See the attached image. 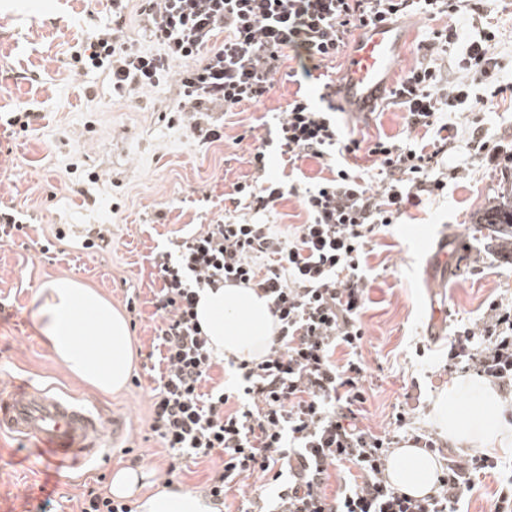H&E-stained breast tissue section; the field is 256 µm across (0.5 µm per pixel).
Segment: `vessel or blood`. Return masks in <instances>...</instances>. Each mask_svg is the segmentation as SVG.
I'll list each match as a JSON object with an SVG mask.
<instances>
[{"label":"vessel or blood","mask_w":512,"mask_h":512,"mask_svg":"<svg viewBox=\"0 0 512 512\" xmlns=\"http://www.w3.org/2000/svg\"><path fill=\"white\" fill-rule=\"evenodd\" d=\"M407 39L406 31L391 22L377 24L358 39L336 86L350 112L368 111L381 100ZM2 433L36 442L59 465L96 457L106 445L93 411L34 385L18 397L0 399Z\"/></svg>","instance_id":"vessel-or-blood-1"}]
</instances>
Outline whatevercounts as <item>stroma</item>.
I'll use <instances>...</instances> for the list:
<instances>
[{"instance_id":"1","label":"stroma","mask_w":512,"mask_h":512,"mask_svg":"<svg viewBox=\"0 0 512 512\" xmlns=\"http://www.w3.org/2000/svg\"><path fill=\"white\" fill-rule=\"evenodd\" d=\"M111 19L110 0H0V113L33 112L25 131H0V204L15 208L25 232L0 244V390L20 394L39 385L74 396L121 428L106 455L54 479V465L34 445L0 437V512H76L83 484L109 488L116 469L151 466L166 480L168 455L148 426L149 391L156 384L148 354L155 338L152 300L160 286L154 256L171 239L233 217L224 197L252 172L248 148L274 140L280 112L295 94L318 104L315 85L278 74L262 105H247L224 118V139L195 142L186 123L174 119L179 99L174 75L135 95L113 93L104 75L78 69L82 50ZM461 39L495 28L491 53L499 63L494 96L481 123L487 139L512 151V0H482L477 11L453 17ZM411 37L399 71L428 61L449 85L468 80L457 52L423 51L433 24L419 16L402 20ZM403 109L380 105L365 119L343 111V134L374 138L400 135ZM457 137L440 161L453 169L448 189L408 208L391 234L365 248L370 302L364 314L362 356L368 367L366 425L387 427L398 404L415 409L416 427L432 430L430 405L461 368L446 369L447 337L460 326H481L490 302L512 304V257L497 253L496 232L480 223L504 187L512 162L498 168L469 152L476 125L471 114H453ZM269 172L296 187L330 177L314 158L291 166L280 155ZM112 228L110 248L87 249L90 229ZM51 241L50 253L40 244ZM448 260L431 268L436 249ZM68 277L97 289L117 309L134 298L140 312L130 333L136 353L133 378L120 391L91 390L59 363L30 317V301L44 284ZM444 307L445 336L430 339V300Z\"/></svg>"}]
</instances>
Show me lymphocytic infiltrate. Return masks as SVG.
Returning <instances> with one entry per match:
<instances>
[{"label":"lymphocytic infiltrate","mask_w":512,"mask_h":512,"mask_svg":"<svg viewBox=\"0 0 512 512\" xmlns=\"http://www.w3.org/2000/svg\"><path fill=\"white\" fill-rule=\"evenodd\" d=\"M125 0H112V31L77 57L101 71L112 89L136 94L156 86L169 72L179 84L177 112L195 140L222 141V125L201 122L208 112H231L261 104L295 59L289 77L307 81L336 61L357 32L419 14L436 19L464 12L463 0H141L140 15L161 54H144L123 38ZM492 33L460 42L456 27L433 30L440 50L463 45L466 69L496 83L498 62L489 51ZM322 107L302 96L288 102L277 130L289 164L305 158L332 160L333 177L305 185L300 201L305 223L274 231L257 222L208 224L173 240L154 258L161 283L153 306L160 364L164 370L150 396V429L168 452V476L184 459L221 450L224 461L204 487L214 505L245 479L271 478L276 497H255L245 512H456L474 487L473 478L496 470L489 456L449 461L433 494L415 500L391 486L385 470L397 431L410 428L411 409L390 419L379 434L359 418L367 401L366 367L360 349L368 302L362 259L366 245L399 223L407 206L445 188L438 158L447 143L426 142L420 131L452 132L445 116L466 106L485 111L487 98L470 85H442L439 70L420 64L406 71L387 98L405 112V135L372 140L341 138L336 88L324 82ZM267 142L249 153L251 179L236 183L234 205L254 213L275 208L283 184L268 174ZM365 153L379 176L371 181L348 162ZM257 289L268 300L276 334L257 361L238 363L234 388L204 390L217 356L195 312L201 291L222 284ZM347 358L337 363V349ZM512 395V309L490 303L481 328L457 331L448 351ZM349 463L359 479L337 495L325 486L330 467Z\"/></svg>","instance_id":"lymphocytic-infiltrate-1"}]
</instances>
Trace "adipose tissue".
Returning <instances> with one entry per match:
<instances>
[{
	"instance_id": "obj_1",
	"label": "adipose tissue",
	"mask_w": 512,
	"mask_h": 512,
	"mask_svg": "<svg viewBox=\"0 0 512 512\" xmlns=\"http://www.w3.org/2000/svg\"><path fill=\"white\" fill-rule=\"evenodd\" d=\"M30 309L36 329L73 375L103 393L126 384L133 365L129 326L109 300L60 277L37 290ZM196 311L215 352L227 359L258 358L275 334L266 298L250 288L205 289ZM430 411L438 432L464 451L512 447V422L502 415L498 393L477 379H454L437 394ZM439 471L433 455L409 443L395 451L387 474L394 487L421 496L430 492ZM141 498L140 512H211L201 496L183 489L162 486Z\"/></svg>"
}]
</instances>
